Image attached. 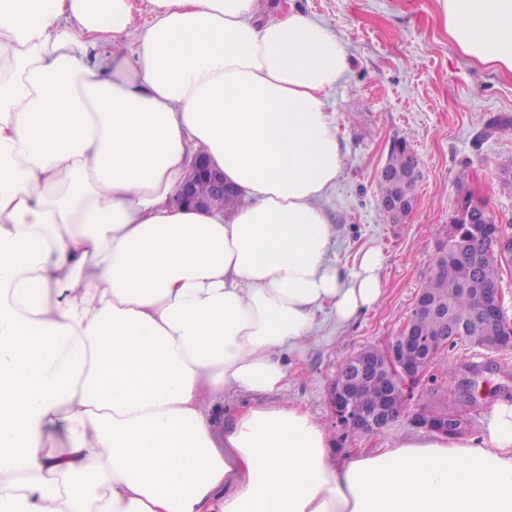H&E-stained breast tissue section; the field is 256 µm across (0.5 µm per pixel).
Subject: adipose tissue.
<instances>
[{
	"instance_id": "adipose-tissue-1",
	"label": "adipose tissue",
	"mask_w": 512,
	"mask_h": 512,
	"mask_svg": "<svg viewBox=\"0 0 512 512\" xmlns=\"http://www.w3.org/2000/svg\"><path fill=\"white\" fill-rule=\"evenodd\" d=\"M0 0V512H512V404L473 436L339 451L285 390L319 313L379 301L333 258L344 41L255 0ZM512 73V0H439ZM109 46L108 55L89 52ZM205 152L245 203L174 207Z\"/></svg>"
}]
</instances>
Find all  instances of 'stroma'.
I'll use <instances>...</instances> for the list:
<instances>
[{"label": "stroma", "instance_id": "stroma-1", "mask_svg": "<svg viewBox=\"0 0 512 512\" xmlns=\"http://www.w3.org/2000/svg\"><path fill=\"white\" fill-rule=\"evenodd\" d=\"M258 17L281 19L296 10L329 27L348 48L350 66L328 91L340 138L349 153L335 186L321 201L336 226V261L353 268L365 250H379L382 295L348 327L326 323L319 342L292 369L286 397L298 401L333 433L339 449L385 448L407 421L374 433L336 424L328 389L338 367L370 346H384L410 319L445 239L458 199L469 196L512 234V185L499 164L512 157V129L485 127L512 120V73L462 56L448 38L438 0H257ZM407 140L420 159L411 213L387 223L377 206L378 172L394 140ZM494 362L489 386L512 388V350L487 353L466 345L449 351L433 371L437 389L417 387L415 402L446 396L451 366Z\"/></svg>", "mask_w": 512, "mask_h": 512}]
</instances>
